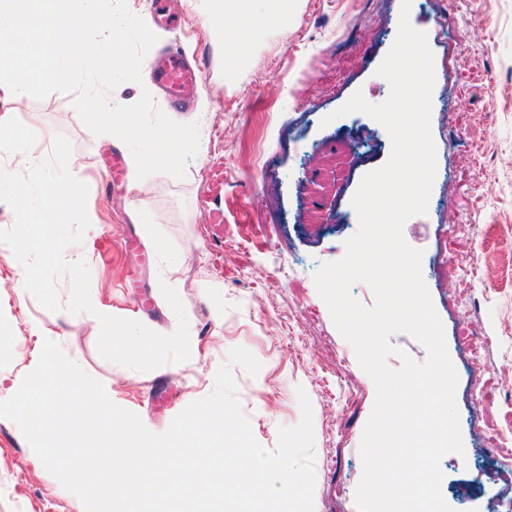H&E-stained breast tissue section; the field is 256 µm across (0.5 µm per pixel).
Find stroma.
Masks as SVG:
<instances>
[{
  "label": "stroma",
  "mask_w": 512,
  "mask_h": 512,
  "mask_svg": "<svg viewBox=\"0 0 512 512\" xmlns=\"http://www.w3.org/2000/svg\"><path fill=\"white\" fill-rule=\"evenodd\" d=\"M286 28L236 52L224 42L213 0H166L169 26L151 0H127L156 35L154 51L176 48L203 70L194 111L169 107L150 75L124 82L115 104L142 92L172 120L197 124L199 151L183 178L157 173L130 188L132 153L112 135H94L69 94L0 98V169L24 173L11 130L27 125L64 135L70 172L88 187L90 226L64 251L83 259L90 291L114 316L169 335L178 320L159 285L174 287L197 351L189 360L140 372L103 359L99 326L86 314L51 312L23 290L20 262L0 253V401L37 365L39 332L101 381L109 398L156 434L215 388L218 368L242 347L257 375L233 366L237 396L253 435L275 450L279 427L299 423L298 390L313 409L314 512H358L360 443L376 388L333 323L314 273L341 259L357 230L351 200L363 176L383 166L391 141L382 125L336 111L355 92L384 102L376 70L390 49L401 0H282ZM411 25L434 54L431 130L437 171L428 210L407 220L422 273L458 375L456 404L464 455L441 461L442 494L453 512H492L491 430L512 452V0H411ZM478 21L485 44L464 21ZM500 79L488 87L489 72ZM485 165L494 195L474 186ZM454 223H443V211ZM481 347L474 370L471 341ZM483 400H476V392ZM0 512H84L50 474L11 420L0 418Z\"/></svg>",
  "instance_id": "1"
}]
</instances>
